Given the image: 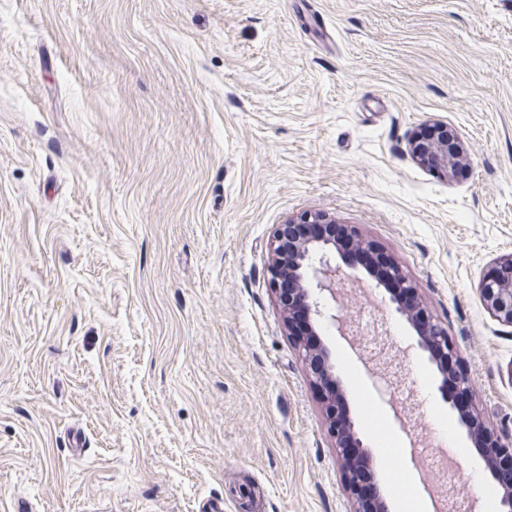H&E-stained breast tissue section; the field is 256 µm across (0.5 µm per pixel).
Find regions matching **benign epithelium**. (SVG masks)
Masks as SVG:
<instances>
[{"label":"benign epithelium","mask_w":512,"mask_h":512,"mask_svg":"<svg viewBox=\"0 0 512 512\" xmlns=\"http://www.w3.org/2000/svg\"><path fill=\"white\" fill-rule=\"evenodd\" d=\"M435 135L424 139L414 134L409 141L411 156L422 164L455 170L464 154L463 146L456 133L441 121L432 123ZM336 227V220L319 212H302L282 224L276 225L270 239L269 287L285 314L288 336L302 351L313 377L314 387L320 392L325 405L329 429L336 441L342 461V474L346 489L355 503L354 512H381L382 503H366L359 495L362 469L348 455L346 448H364L348 422L336 420V399L340 395L323 389L321 377L331 375L328 351L321 350L316 356L298 336L294 329L290 310L299 309L305 316L312 335H318V326L328 323L340 333L347 330L348 324L342 305L336 294L342 287L347 271L336 262V241L327 229ZM480 294L490 315L499 324L512 327V254L499 258L484 276ZM323 299L334 301L328 307ZM426 328L417 329L418 345L428 353L435 364L445 359L456 367L455 391L448 392L447 371L440 370L439 391L450 403H455L456 393L471 397V382L468 371L460 363L456 343L448 336V331L423 312ZM468 436L473 447L477 448L493 476H498L501 464L512 466V438H507L486 425L480 412L472 411L466 420Z\"/></svg>","instance_id":"benign-epithelium-1"}]
</instances>
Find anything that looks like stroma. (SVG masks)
<instances>
[{
	"instance_id": "obj_1",
	"label": "stroma",
	"mask_w": 512,
	"mask_h": 512,
	"mask_svg": "<svg viewBox=\"0 0 512 512\" xmlns=\"http://www.w3.org/2000/svg\"><path fill=\"white\" fill-rule=\"evenodd\" d=\"M443 121L453 176L409 140ZM356 226L458 344L512 434V0H0V512H353L268 285L276 225ZM319 330L375 467L434 512L411 447L449 423V507L497 484L412 324L362 266ZM86 445L74 454L71 428ZM490 493L479 497L473 472ZM480 294L494 320L512 327V254L494 263L481 282Z\"/></svg>"
}]
</instances>
